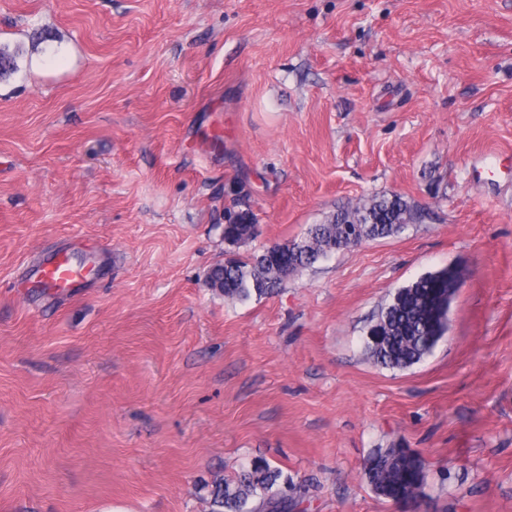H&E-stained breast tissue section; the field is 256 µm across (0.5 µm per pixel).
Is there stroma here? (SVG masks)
I'll list each match as a JSON object with an SVG mask.
<instances>
[{
	"label": "stroma",
	"mask_w": 512,
	"mask_h": 512,
	"mask_svg": "<svg viewBox=\"0 0 512 512\" xmlns=\"http://www.w3.org/2000/svg\"><path fill=\"white\" fill-rule=\"evenodd\" d=\"M0 46V512H209L263 461L297 512H402L365 475L390 447L411 512H512V0H0ZM381 194L422 221L208 288ZM85 245L78 295L24 289ZM446 267L444 338L375 365L380 307ZM254 218L249 212H238L233 219H230L229 224L222 227V234L224 229V241L238 245L246 242L254 236L255 231Z\"/></svg>",
	"instance_id": "stroma-1"
}]
</instances>
